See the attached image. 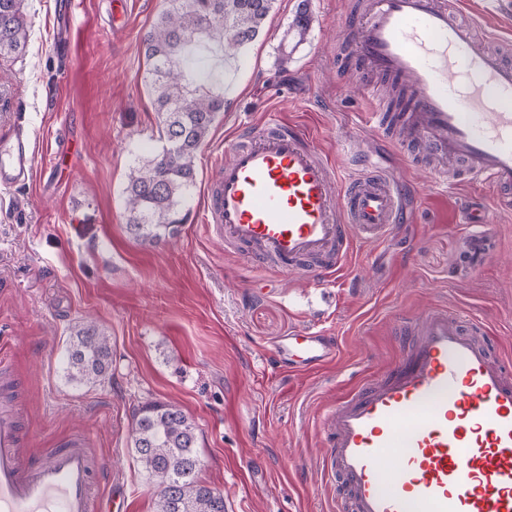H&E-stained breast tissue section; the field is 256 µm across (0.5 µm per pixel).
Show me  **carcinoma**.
Here are the masks:
<instances>
[{"instance_id":"carcinoma-1","label":"carcinoma","mask_w":512,"mask_h":512,"mask_svg":"<svg viewBox=\"0 0 512 512\" xmlns=\"http://www.w3.org/2000/svg\"><path fill=\"white\" fill-rule=\"evenodd\" d=\"M277 0H167L144 38L147 86L155 96L161 149L137 158L128 175L126 230L158 244L179 233L184 198L195 186V159L224 111V67L255 41ZM25 0H0V59L18 58L27 44ZM311 30L299 8L286 31L292 49ZM110 336L94 321L71 330L68 379L91 385L105 378ZM132 444L155 483V512H225L224 495L199 478L196 429L184 411L158 401L133 414Z\"/></svg>"}]
</instances>
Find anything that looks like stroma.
I'll list each match as a JSON object with an SVG mask.
<instances>
[{
  "label": "stroma",
  "mask_w": 512,
  "mask_h": 512,
  "mask_svg": "<svg viewBox=\"0 0 512 512\" xmlns=\"http://www.w3.org/2000/svg\"><path fill=\"white\" fill-rule=\"evenodd\" d=\"M82 0L67 41L62 0H26L23 57L0 60V137L15 127L36 155L30 183L0 190V358L31 439L26 459L74 433L90 438L100 492L112 512H153L155 486L132 448L141 403L178 405L196 427L200 476L227 512H336V479L323 469L324 418L355 383L401 355L398 321L432 305L485 320L493 356L512 360V205L493 207L496 250L477 270L465 252L466 198L408 168L395 129L368 131L358 157L345 143L382 92L379 75L347 56L354 0H310L315 18L287 65L279 45L299 0H278L236 64L197 186L177 236L153 246L125 231L128 174L156 146L144 35L164 0ZM470 0L463 23L498 46L512 17ZM274 113L312 127L338 169L393 182L401 212L385 239L358 242L332 277H281L225 253L201 222L204 191L224 139ZM95 320L111 338L106 378L68 381L70 329ZM303 328L335 337L341 358L311 373L276 371L268 352Z\"/></svg>",
  "instance_id": "obj_1"
}]
</instances>
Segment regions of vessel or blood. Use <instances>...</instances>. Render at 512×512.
<instances>
[{
  "label": "vessel or blood",
  "mask_w": 512,
  "mask_h": 512,
  "mask_svg": "<svg viewBox=\"0 0 512 512\" xmlns=\"http://www.w3.org/2000/svg\"><path fill=\"white\" fill-rule=\"evenodd\" d=\"M364 69L397 78L402 113L436 172L497 197L512 189V48L479 45L447 0H368L348 34ZM207 183L204 221L227 251L265 271L301 276L343 266L353 239H382L400 200L381 176L341 174L305 130L272 119L224 142ZM35 152L23 132L0 139V190L25 185ZM471 255L487 261L489 208L464 206ZM400 358L339 397L326 426L325 469L343 479L351 512H512V376L490 354L477 319L436 305L404 320ZM280 370L338 360L332 337L300 331L271 351ZM0 408V512H104L89 439L77 434L44 460Z\"/></svg>",
  "instance_id": "b4317fda"
}]
</instances>
